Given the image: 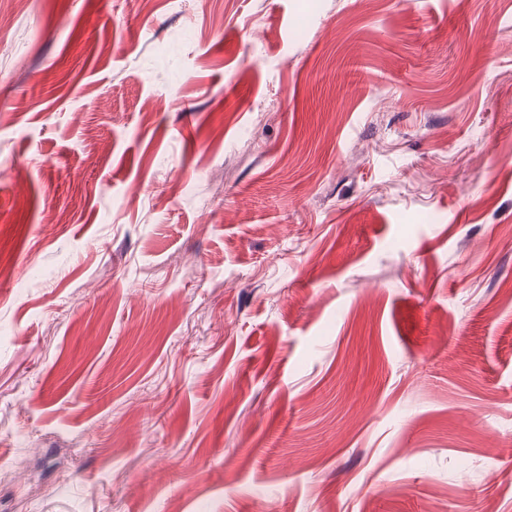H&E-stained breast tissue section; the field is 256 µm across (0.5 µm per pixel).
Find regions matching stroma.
<instances>
[{"label": "stroma", "mask_w": 512, "mask_h": 512, "mask_svg": "<svg viewBox=\"0 0 512 512\" xmlns=\"http://www.w3.org/2000/svg\"><path fill=\"white\" fill-rule=\"evenodd\" d=\"M512 0H0V512H512Z\"/></svg>", "instance_id": "obj_1"}]
</instances>
